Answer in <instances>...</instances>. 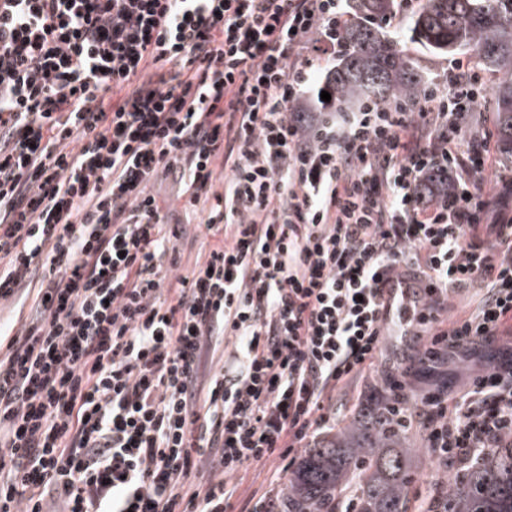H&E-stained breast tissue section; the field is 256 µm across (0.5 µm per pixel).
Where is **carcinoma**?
Listing matches in <instances>:
<instances>
[{
	"mask_svg": "<svg viewBox=\"0 0 512 512\" xmlns=\"http://www.w3.org/2000/svg\"><path fill=\"white\" fill-rule=\"evenodd\" d=\"M343 36L349 49L326 69L325 88L337 110L365 96L390 107L418 96L425 80L391 37L385 19L394 0H347ZM409 40L436 55L477 57L490 76L499 149L512 159V0H422ZM395 383L383 379L365 398L364 420L309 448L290 473L281 512H336L346 497L352 512H408L414 436L393 413ZM447 487L437 512H512V444L491 448L456 471L442 465Z\"/></svg>",
	"mask_w": 512,
	"mask_h": 512,
	"instance_id": "obj_1",
	"label": "carcinoma"
}]
</instances>
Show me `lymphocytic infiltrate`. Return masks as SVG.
I'll return each mask as SVG.
<instances>
[{"label": "lymphocytic infiltrate", "instance_id": "lymphocytic-infiltrate-1", "mask_svg": "<svg viewBox=\"0 0 512 512\" xmlns=\"http://www.w3.org/2000/svg\"><path fill=\"white\" fill-rule=\"evenodd\" d=\"M344 22L342 0H0V302L30 305L0 336V512H275L242 469L332 430L395 278L396 379L497 343L512 216L489 212L490 136L463 128L491 120L486 78L456 60L393 107L301 111ZM501 355L416 405L431 456L512 441ZM480 299L479 288H465L456 290L448 295V311L441 314V318L448 324L468 315L476 307Z\"/></svg>", "mask_w": 512, "mask_h": 512}]
</instances>
